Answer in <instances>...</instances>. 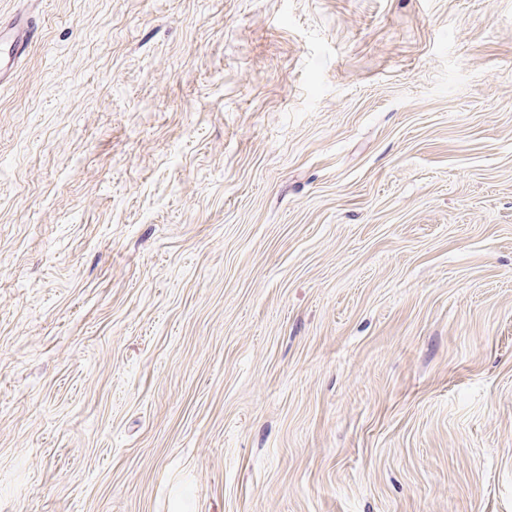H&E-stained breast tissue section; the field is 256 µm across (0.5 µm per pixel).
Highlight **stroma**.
Here are the masks:
<instances>
[{
	"label": "stroma",
	"instance_id": "1",
	"mask_svg": "<svg viewBox=\"0 0 512 512\" xmlns=\"http://www.w3.org/2000/svg\"><path fill=\"white\" fill-rule=\"evenodd\" d=\"M0 512H512V0H0ZM35 38V29L31 26L28 19L17 17L8 24L0 23V46L5 43L9 47L8 56L1 59L0 55V85L12 68L25 55Z\"/></svg>",
	"mask_w": 512,
	"mask_h": 512
}]
</instances>
